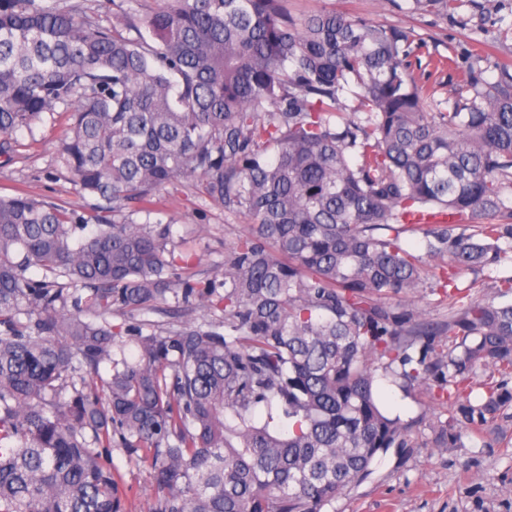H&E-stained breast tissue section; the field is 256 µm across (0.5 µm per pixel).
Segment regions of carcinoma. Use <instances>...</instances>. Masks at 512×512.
I'll use <instances>...</instances> for the list:
<instances>
[{
    "label": "carcinoma",
    "instance_id": "obj_1",
    "mask_svg": "<svg viewBox=\"0 0 512 512\" xmlns=\"http://www.w3.org/2000/svg\"><path fill=\"white\" fill-rule=\"evenodd\" d=\"M126 2L103 25L87 0H0V156L56 114L57 160L95 199L86 218L0 196V512H123L115 449L147 466L149 512H328L418 444L378 380L451 406L435 448L512 409V303L456 284L512 253V65L489 84L474 55L444 110L411 31L284 0ZM181 181L247 223L208 273L150 219ZM424 287L448 323L400 305Z\"/></svg>",
    "mask_w": 512,
    "mask_h": 512
}]
</instances>
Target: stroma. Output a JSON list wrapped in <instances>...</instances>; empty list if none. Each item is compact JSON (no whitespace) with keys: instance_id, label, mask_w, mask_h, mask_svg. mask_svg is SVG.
I'll use <instances>...</instances> for the list:
<instances>
[{"instance_id":"stroma-1","label":"stroma","mask_w":512,"mask_h":512,"mask_svg":"<svg viewBox=\"0 0 512 512\" xmlns=\"http://www.w3.org/2000/svg\"><path fill=\"white\" fill-rule=\"evenodd\" d=\"M295 15L334 10L385 26L408 30L421 37L419 75L434 100L447 101L454 93L456 77L445 69L429 66L437 57L465 60L484 51V78L495 82L497 65L512 62V41H501L500 28L512 24V0H474L458 15L421 14L412 0H288ZM64 135V123L44 118L33 130L16 133L11 160L0 158V196L26 193L72 208L88 211L90 197L81 195L55 157ZM154 218L170 221L208 271L224 261V249L246 229L242 219L225 215L223 206L202 196L184 181L156 197ZM381 402L391 414L409 419L421 411L447 419L448 409L432 400L429 390L404 394L392 383L378 384ZM112 462L129 489L126 512H148L152 494L145 467H129L121 452ZM370 479L349 488L334 504L336 512H512V416L471 425L460 448H420L377 458Z\"/></svg>"}]
</instances>
